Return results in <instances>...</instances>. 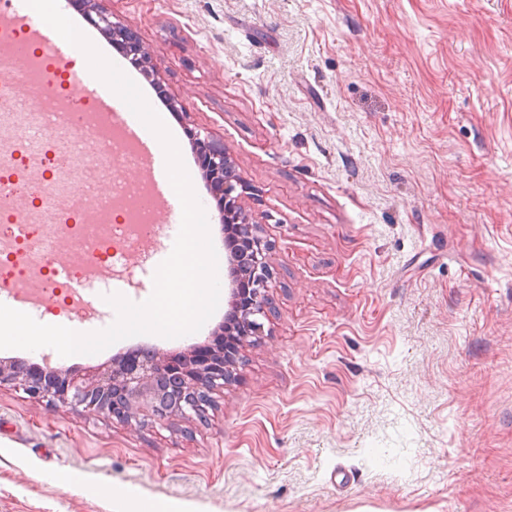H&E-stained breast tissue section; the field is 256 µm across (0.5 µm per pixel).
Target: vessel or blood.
Here are the masks:
<instances>
[{
	"mask_svg": "<svg viewBox=\"0 0 512 512\" xmlns=\"http://www.w3.org/2000/svg\"><path fill=\"white\" fill-rule=\"evenodd\" d=\"M8 18L21 29L27 43L42 47L49 55V75L67 78L75 96L94 103L100 121L121 130L142 168L149 175V202L161 224L182 220L181 203L166 178L165 155L153 137L144 134L140 120L128 106L89 70L76 66V50L51 27L34 22L25 0H9Z\"/></svg>",
	"mask_w": 512,
	"mask_h": 512,
	"instance_id": "1",
	"label": "vessel or blood"
}]
</instances>
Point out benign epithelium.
Wrapping results in <instances>:
<instances>
[{"mask_svg":"<svg viewBox=\"0 0 512 512\" xmlns=\"http://www.w3.org/2000/svg\"><path fill=\"white\" fill-rule=\"evenodd\" d=\"M101 30L133 44L137 56L145 55L132 34L99 13ZM211 193L224 212L227 254L225 282L227 306L224 323L202 345L185 351L148 356L131 349L98 367L89 377L43 364L0 361V387L8 385L32 398L62 404L72 410L105 413L143 425L161 424L173 416L199 415L208 395L224 388L237 364L240 350L263 328L258 317L272 313L267 288L272 271L262 227L242 212L233 183V167L224 147L189 130Z\"/></svg>","mask_w":512,"mask_h":512,"instance_id":"7a95c632","label":"benign epithelium"}]
</instances>
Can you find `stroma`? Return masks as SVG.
<instances>
[{
	"instance_id": "stroma-1",
	"label": "stroma",
	"mask_w": 512,
	"mask_h": 512,
	"mask_svg": "<svg viewBox=\"0 0 512 512\" xmlns=\"http://www.w3.org/2000/svg\"><path fill=\"white\" fill-rule=\"evenodd\" d=\"M154 76L73 22L154 103L223 145L271 245L274 314L205 417L143 426L0 389V512H512V0H97ZM157 259L90 286L153 290ZM139 335L52 366L77 371Z\"/></svg>"
}]
</instances>
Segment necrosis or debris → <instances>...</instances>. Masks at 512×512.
<instances>
[{"label": "necrosis or debris", "instance_id": "4bbe7bcc", "mask_svg": "<svg viewBox=\"0 0 512 512\" xmlns=\"http://www.w3.org/2000/svg\"><path fill=\"white\" fill-rule=\"evenodd\" d=\"M92 103L77 99L64 80L33 104L16 105L9 146L0 145V284L16 288L37 283L46 301L72 308V281H88L94 270L111 267L124 251L138 247L155 232L152 208L137 184H119L113 198L102 201L95 218L86 215L87 200L114 168L132 155L117 133H104ZM68 137L79 148L61 156L56 148ZM69 169L81 186L65 188L56 174ZM25 195L26 210L16 206ZM68 197L60 210L56 201ZM66 246L76 261L59 276L50 257Z\"/></svg>", "mask_w": 512, "mask_h": 512}]
</instances>
